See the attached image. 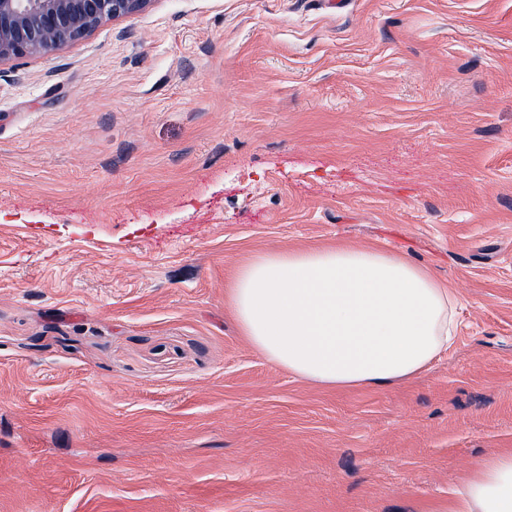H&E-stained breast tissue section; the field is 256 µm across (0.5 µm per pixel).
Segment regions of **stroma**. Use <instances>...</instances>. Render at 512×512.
Wrapping results in <instances>:
<instances>
[{"label": "stroma", "mask_w": 512, "mask_h": 512, "mask_svg": "<svg viewBox=\"0 0 512 512\" xmlns=\"http://www.w3.org/2000/svg\"><path fill=\"white\" fill-rule=\"evenodd\" d=\"M458 299L329 388L229 307L272 248ZM512 451V0H152L0 66V512H452Z\"/></svg>", "instance_id": "obj_1"}]
</instances>
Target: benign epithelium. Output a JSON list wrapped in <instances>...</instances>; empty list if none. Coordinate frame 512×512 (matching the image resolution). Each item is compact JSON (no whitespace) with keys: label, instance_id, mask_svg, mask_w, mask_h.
I'll list each match as a JSON object with an SVG mask.
<instances>
[{"label":"benign epithelium","instance_id":"1","mask_svg":"<svg viewBox=\"0 0 512 512\" xmlns=\"http://www.w3.org/2000/svg\"><path fill=\"white\" fill-rule=\"evenodd\" d=\"M153 0H0V65L89 36L108 21L144 11Z\"/></svg>","mask_w":512,"mask_h":512}]
</instances>
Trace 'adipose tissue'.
<instances>
[{"label":"adipose tissue","instance_id":"adipose-tissue-1","mask_svg":"<svg viewBox=\"0 0 512 512\" xmlns=\"http://www.w3.org/2000/svg\"><path fill=\"white\" fill-rule=\"evenodd\" d=\"M240 332L269 361L326 387L413 378L452 344L455 296L383 249H274L229 285ZM454 512H512V452L479 463Z\"/></svg>","mask_w":512,"mask_h":512}]
</instances>
